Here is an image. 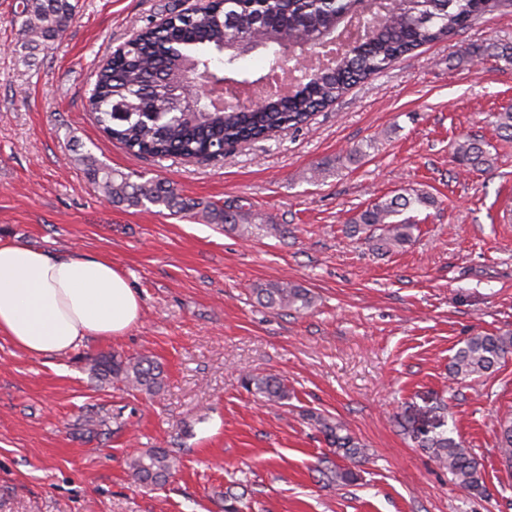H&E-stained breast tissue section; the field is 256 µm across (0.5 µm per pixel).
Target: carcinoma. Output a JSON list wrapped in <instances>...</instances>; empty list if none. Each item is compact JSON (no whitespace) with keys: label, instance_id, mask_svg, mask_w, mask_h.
Listing matches in <instances>:
<instances>
[{"label":"carcinoma","instance_id":"1","mask_svg":"<svg viewBox=\"0 0 512 512\" xmlns=\"http://www.w3.org/2000/svg\"><path fill=\"white\" fill-rule=\"evenodd\" d=\"M362 0H215L209 11L171 13L167 26L147 24L125 43L124 53L107 58L94 71L89 98L91 113L103 133L136 156L194 157L207 162L221 149L243 141L266 139L284 129L305 124L314 113L340 98L351 86L387 70L398 58L424 45L442 42L468 27L472 21L494 11L500 0H387L382 18H363L367 40L342 46L324 67L303 66L294 70V91L274 97L256 112L236 106L223 109L192 94L189 77L207 72L213 79L224 69L240 71L244 81L253 74L241 69L246 55L225 45L240 40L251 52L266 51L277 59L292 51L305 58L322 53L321 46L336 38L343 19L357 12ZM78 0H22L17 23L22 47L28 55L54 44L76 20ZM464 61L493 57L512 65V43H470L460 52ZM500 136L512 139V107L495 114ZM454 160L469 169L487 170L494 158L484 143L469 137L456 141ZM91 181L114 206L147 204L173 212L194 214L199 204L183 198L167 181L131 180L121 171L81 158ZM430 195L417 190L379 198L357 212L345 232L371 250L391 253L412 243L418 225L409 212L434 205ZM212 224L252 226L253 214L237 209L204 207ZM256 296L275 310L305 311L314 304L311 293L300 285L277 284L259 288ZM512 354V334H476L452 356L448 370L456 380L481 377ZM98 380L120 383L150 396L160 393L163 372L147 357L121 359L100 355L88 363ZM244 388L270 404L288 400V386L276 376L248 374ZM320 432L335 452L354 459L363 446L344 424L333 418H317ZM409 433L440 465L455 475L468 491L482 488L483 479L470 451L437 424L427 430L412 427ZM498 448L504 463L512 467V414L500 422ZM180 465L168 448H149L128 461L131 475L142 485L168 481Z\"/></svg>","mask_w":512,"mask_h":512}]
</instances>
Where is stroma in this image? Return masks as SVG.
Returning <instances> with one entry per match:
<instances>
[{
  "mask_svg": "<svg viewBox=\"0 0 512 512\" xmlns=\"http://www.w3.org/2000/svg\"><path fill=\"white\" fill-rule=\"evenodd\" d=\"M187 6L78 0L76 21L28 58L17 0H0V237L107 254L141 301L127 334L59 356L27 355L0 335V512H224L228 490L250 512H512L497 439L512 411V355L482 377L448 376L468 337L512 333V141L493 125L512 105V67L458 58L469 43L512 42V6L223 159L133 155L96 126L91 72L132 30ZM465 136L487 143L491 170L453 161ZM83 155L260 224L113 206ZM316 166L324 180L307 182ZM408 187L436 200L416 210L414 243L381 256L347 237L354 214ZM283 282L310 290L314 307L257 302L256 289ZM108 353L159 362L160 394L92 376L88 360ZM248 374L283 378L286 404L248 393ZM90 415L107 425L88 439L77 421ZM319 415L343 422L364 457L334 454ZM437 418L478 462L481 492L462 489L402 427ZM147 448L183 456L165 485L143 487L127 467ZM330 462L353 480L323 478Z\"/></svg>",
  "mask_w": 512,
  "mask_h": 512,
  "instance_id": "1",
  "label": "stroma"
}]
</instances>
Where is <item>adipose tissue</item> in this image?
<instances>
[{
  "label": "adipose tissue",
  "mask_w": 512,
  "mask_h": 512,
  "mask_svg": "<svg viewBox=\"0 0 512 512\" xmlns=\"http://www.w3.org/2000/svg\"><path fill=\"white\" fill-rule=\"evenodd\" d=\"M140 313L136 290L110 258L51 255L0 238V335L22 352L50 356L119 337Z\"/></svg>",
  "instance_id": "adipose-tissue-1"
}]
</instances>
